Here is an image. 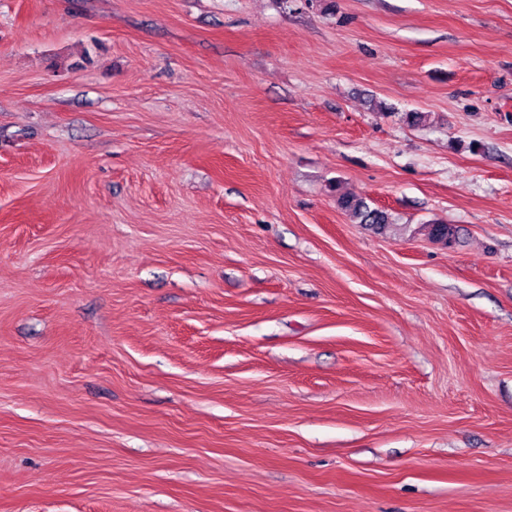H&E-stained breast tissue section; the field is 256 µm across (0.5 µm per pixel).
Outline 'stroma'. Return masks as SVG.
Returning a JSON list of instances; mask_svg holds the SVG:
<instances>
[{
  "instance_id": "stroma-1",
  "label": "stroma",
  "mask_w": 512,
  "mask_h": 512,
  "mask_svg": "<svg viewBox=\"0 0 512 512\" xmlns=\"http://www.w3.org/2000/svg\"><path fill=\"white\" fill-rule=\"evenodd\" d=\"M0 512H512V0H0ZM337 203L357 223L368 224L379 233H383L395 225L385 210L379 207L371 208L361 197L343 195L337 199Z\"/></svg>"
}]
</instances>
